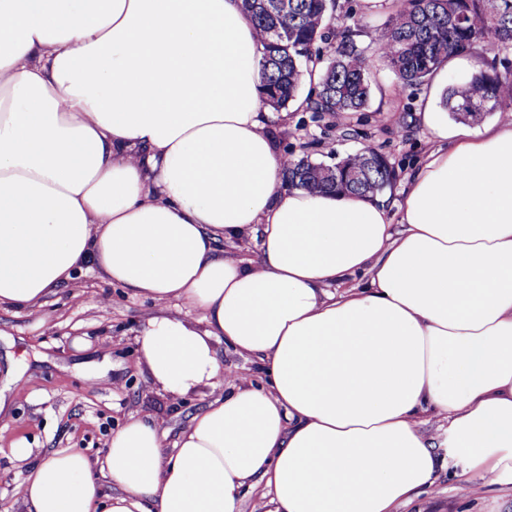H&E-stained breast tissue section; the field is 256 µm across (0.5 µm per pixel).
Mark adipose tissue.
<instances>
[{
    "mask_svg": "<svg viewBox=\"0 0 512 512\" xmlns=\"http://www.w3.org/2000/svg\"><path fill=\"white\" fill-rule=\"evenodd\" d=\"M261 56L241 0H0V306L96 265L192 311L138 336L153 386L215 392L173 450L133 416L100 475L42 458L16 512H240L247 488L394 512L451 465L512 486V110L422 112L395 222L378 196L283 188ZM248 238L257 256L217 249ZM219 340L262 376L225 379Z\"/></svg>",
    "mask_w": 512,
    "mask_h": 512,
    "instance_id": "adipose-tissue-1",
    "label": "adipose tissue"
}]
</instances>
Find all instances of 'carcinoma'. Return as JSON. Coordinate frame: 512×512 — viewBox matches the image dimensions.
<instances>
[{"instance_id":"carcinoma-1","label":"carcinoma","mask_w":512,"mask_h":512,"mask_svg":"<svg viewBox=\"0 0 512 512\" xmlns=\"http://www.w3.org/2000/svg\"><path fill=\"white\" fill-rule=\"evenodd\" d=\"M242 6L262 36V102L279 110L296 98L303 63L317 55L324 31L334 28L336 0H242ZM456 16L464 23L455 24ZM480 45L490 51L512 49V0H403L374 46L361 47L351 31L341 32L306 110L343 119L362 111L370 99L376 58L406 89L426 84L448 60L471 56ZM506 101H512V68L501 71L479 57L469 81L448 86L442 107L457 120L476 122ZM394 178L388 156L368 148L333 166L307 157L289 160L283 174L290 188L371 196Z\"/></svg>"}]
</instances>
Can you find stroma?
Segmentation results:
<instances>
[{
  "mask_svg": "<svg viewBox=\"0 0 512 512\" xmlns=\"http://www.w3.org/2000/svg\"><path fill=\"white\" fill-rule=\"evenodd\" d=\"M393 3L336 0L338 23L354 28L358 44L368 46L380 37ZM473 65L470 59L449 61L429 83L403 91L379 62L372 69L366 111L339 122L292 102L269 111L267 127L278 153L289 159L306 156L333 164L365 146L385 153L396 177L384 194L396 201L431 146L420 112L449 85L467 80ZM163 310L180 315L185 308L176 301L160 308L154 300L86 269L58 287L41 307H0V407L9 414L7 424H0V512H8L29 469L12 453L17 441L34 448L38 460L56 450L79 449L97 470L109 438L129 416L155 418L173 440L203 408L206 394L174 403L136 364L138 332ZM79 338L87 342L85 351L74 348ZM103 371L110 383H99L97 375ZM396 512H512V489L476 490L458 470L447 469Z\"/></svg>",
  "mask_w": 512,
  "mask_h": 512,
  "instance_id": "35a3bbf8",
  "label": "stroma"
}]
</instances>
